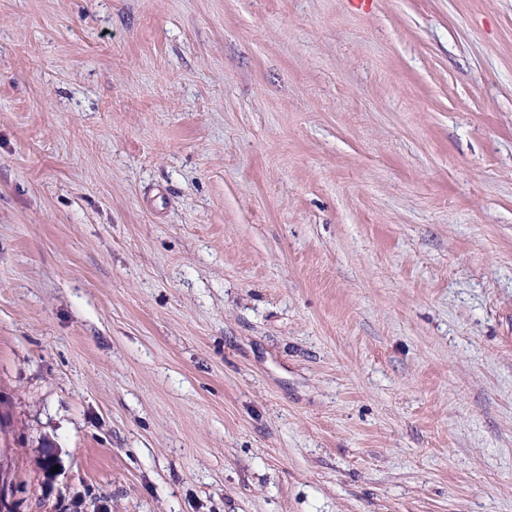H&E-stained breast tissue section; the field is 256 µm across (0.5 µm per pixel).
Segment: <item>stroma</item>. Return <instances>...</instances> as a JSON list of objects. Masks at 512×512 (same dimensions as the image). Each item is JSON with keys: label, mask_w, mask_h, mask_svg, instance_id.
Wrapping results in <instances>:
<instances>
[{"label": "stroma", "mask_w": 512, "mask_h": 512, "mask_svg": "<svg viewBox=\"0 0 512 512\" xmlns=\"http://www.w3.org/2000/svg\"><path fill=\"white\" fill-rule=\"evenodd\" d=\"M15 512H512V0H0Z\"/></svg>", "instance_id": "35a3bbf8"}]
</instances>
